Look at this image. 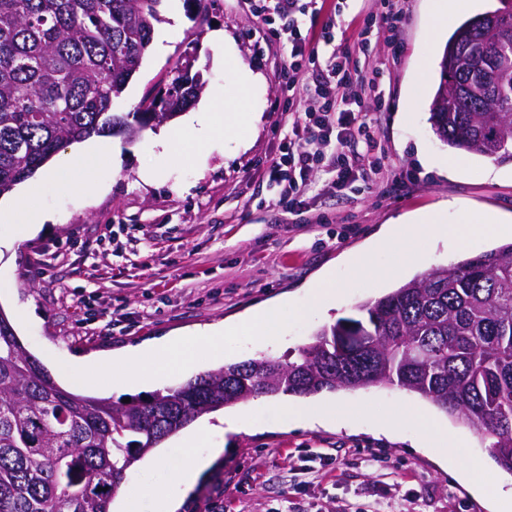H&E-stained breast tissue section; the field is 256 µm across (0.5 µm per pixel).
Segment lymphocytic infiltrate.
Wrapping results in <instances>:
<instances>
[{"label":"lymphocytic infiltrate","instance_id":"obj_1","mask_svg":"<svg viewBox=\"0 0 512 512\" xmlns=\"http://www.w3.org/2000/svg\"><path fill=\"white\" fill-rule=\"evenodd\" d=\"M327 3L328 0H253L257 15L270 11L277 15L279 25L275 35L291 47V58L285 69L289 101L301 97L302 83L318 60L317 55L306 52L310 38L304 34L299 17L308 6ZM325 71L324 82L314 88L324 101L322 110L304 111L294 120L284 136L285 152L272 167L274 180L280 187V199L291 207L309 189V173L320 161L324 147L332 149L330 165L341 183L350 179L353 160L373 164L382 153L368 124L359 118L363 96L375 89L376 76L360 71L351 51L345 48L334 50L325 63Z\"/></svg>","mask_w":512,"mask_h":512}]
</instances>
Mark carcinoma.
Returning <instances> with one entry per match:
<instances>
[{"instance_id": "1", "label": "carcinoma", "mask_w": 512, "mask_h": 512, "mask_svg": "<svg viewBox=\"0 0 512 512\" xmlns=\"http://www.w3.org/2000/svg\"><path fill=\"white\" fill-rule=\"evenodd\" d=\"M162 0H0V195L63 143L130 138L198 98L200 74L157 92V112L112 111L161 21ZM448 37L429 112L448 149L512 162V111L489 141L482 109L512 105V84L475 83L481 20ZM390 385L491 440L512 473V242L421 273L319 328L285 358L228 363L130 403L60 387L0 310V512H112L126 472L204 414L258 397Z\"/></svg>"}]
</instances>
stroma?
<instances>
[{
	"instance_id": "stroma-1",
	"label": "stroma",
	"mask_w": 512,
	"mask_h": 512,
	"mask_svg": "<svg viewBox=\"0 0 512 512\" xmlns=\"http://www.w3.org/2000/svg\"><path fill=\"white\" fill-rule=\"evenodd\" d=\"M378 7L377 0H348L340 16L310 14L302 23L317 34L334 21L337 42L353 47L358 68H380L388 105L366 100L361 118L374 125L386 167L411 173L404 185L387 184L366 166L355 167L342 185L317 171L298 207L280 204L270 169L283 153L292 117L280 85L290 50L249 0H212L203 20L181 7L167 51L146 53L114 105L118 112L135 111L146 91L159 90L190 53L197 54L195 68L205 81L200 100L231 88L234 76L209 44L218 28L237 66L260 76L242 107L244 142L204 145L186 133L174 160L150 148L151 129L138 138H104L108 152L97 174L106 189L91 198L78 188L72 145L55 152L50 163L57 183L41 185L29 202L51 212L53 221L29 237L20 221L0 220V309L60 386L115 401L148 397L151 388L120 384L94 359L124 355L177 331L233 322L272 303L282 306L281 339L267 353L280 357L356 304L501 245V238L471 235L455 256L446 245L421 241L404 268L396 249L375 250L389 225L423 213H443L450 224L479 213L512 217V163L450 151L432 132L429 106L439 77L420 82L419 65L425 57L439 63L448 35H431L430 0H406L404 25L380 31L359 49L363 20ZM396 43L403 47L397 58ZM147 168L157 170L155 180H142ZM359 254L367 255L371 273L348 265ZM327 272L341 292L323 313L306 293ZM256 355L247 336H229L223 358L199 347L197 364L161 385L178 386ZM317 399L335 405L337 418L315 428L296 425L282 409V395L237 405L246 427L202 437L201 447L224 453L178 512H495L496 492L512 490V473L496 465L480 435L452 418L444 423L457 448L475 461L467 471L443 462L440 449L415 444L413 423L393 435L375 428L378 416L392 410L426 408L415 394L370 387ZM158 450L160 468L138 463L127 473L123 488L132 512H151L154 490L183 460L179 436Z\"/></svg>"
}]
</instances>
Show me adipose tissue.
<instances>
[{
	"label": "adipose tissue",
	"instance_id": "adipose-tissue-1",
	"mask_svg": "<svg viewBox=\"0 0 512 512\" xmlns=\"http://www.w3.org/2000/svg\"><path fill=\"white\" fill-rule=\"evenodd\" d=\"M257 82L251 72L238 71L236 88L225 98L223 111H214L212 103H204L196 115L188 119L198 141L207 142L219 137H234L240 134L241 127L233 113L249 99ZM512 230L495 216H480L467 224L456 226L445 224L441 213L419 215L405 226H393L377 243L384 249L399 243H414L420 240L430 242L446 241L459 244L461 237L467 234H480L487 237L503 236ZM279 306L271 305L257 309L249 316L234 323L209 325L175 337L151 341L128 352L119 361L109 362L112 371L125 372L128 379L140 383L157 382L159 376L169 375L177 369L194 365L197 347L208 345L223 349L224 339L228 336L245 334L251 337L255 348L264 349L275 343L279 337ZM412 419L418 426L417 440L420 444L445 447L449 441L447 427L437 423L429 414L415 409L411 412H397L380 417L377 421L381 432L391 433L403 419ZM198 433L186 434L181 444L185 450L182 465L172 475L166 487L157 490L153 512H177L181 500L195 488L201 476L221 454L220 449L212 448L200 452L197 443Z\"/></svg>",
	"mask_w": 512,
	"mask_h": 512
}]
</instances>
